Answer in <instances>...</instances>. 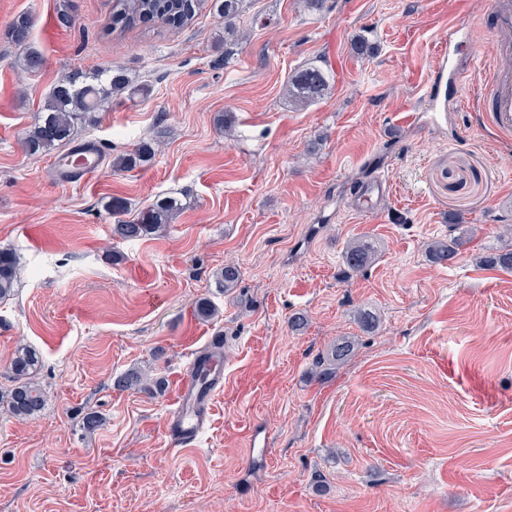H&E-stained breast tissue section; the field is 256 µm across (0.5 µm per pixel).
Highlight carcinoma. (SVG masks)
I'll return each instance as SVG.
<instances>
[{
  "label": "carcinoma",
  "mask_w": 512,
  "mask_h": 512,
  "mask_svg": "<svg viewBox=\"0 0 512 512\" xmlns=\"http://www.w3.org/2000/svg\"><path fill=\"white\" fill-rule=\"evenodd\" d=\"M243 0H116V12L112 24L124 28L140 21L157 19L172 28L190 24L196 13L205 5L211 6L224 19V40L239 41L244 31L236 25ZM31 19L19 16L10 27L12 42L22 49L21 66L35 71L43 64L42 55L30 47ZM328 86L324 69L311 64L288 78L285 86L288 100L296 107H308L320 98ZM145 87L136 84L122 68L103 67L93 72H74L59 79L49 90L41 115L22 140L23 147L31 155L63 149L72 143L75 125L90 113L102 110L112 98L125 93L143 94ZM164 133L142 139L113 160V167L129 171L144 166L156 154ZM104 208L112 217V238L118 242H133L157 235L170 226L182 213L184 203L181 194L170 191L157 196L153 202L134 216H129L128 202L112 197ZM465 244L463 237L436 239L425 247L427 260L436 265H447L460 254ZM378 258V249L365 238L350 240L343 254V263L350 274L366 271ZM475 264L512 270V250L477 255ZM20 278V265L16 254L0 249V301L14 294ZM223 289L235 287L240 280V270L234 264H226L217 275ZM356 340L343 338L334 344L326 356L317 362L321 373L327 374L346 361L354 351ZM40 363L38 352L25 343H18L10 363L13 387L0 393V404L17 419L36 416L45 406V393L33 377ZM163 381L153 378L138 366H132L117 375L112 382L117 390H137L153 393L162 388Z\"/></svg>",
  "instance_id": "cac0c4a2"
}]
</instances>
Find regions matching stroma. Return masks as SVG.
Returning <instances> with one entry per match:
<instances>
[{
  "instance_id": "35a3bbf8",
  "label": "stroma",
  "mask_w": 512,
  "mask_h": 512,
  "mask_svg": "<svg viewBox=\"0 0 512 512\" xmlns=\"http://www.w3.org/2000/svg\"><path fill=\"white\" fill-rule=\"evenodd\" d=\"M114 5L0 0V248L21 266L0 303V388L23 341L41 355L46 395L30 419L0 407V512H512V273L470 259L512 248L500 233L512 224V136L483 96L489 0H327L318 14L302 0H243L248 38L230 45L209 9L182 29L116 30ZM454 13L464 32L452 37ZM22 14L44 59L32 73L9 35ZM357 35L373 55L353 53ZM445 51L467 97L434 112L426 95ZM311 63L329 86L299 110L283 86ZM103 66L149 93L79 125L100 171L60 181L55 153L28 154L24 133L62 76ZM159 130L152 162L113 170ZM378 175L391 199L356 211ZM171 190L186 207L166 234L112 241L106 198L137 210ZM467 227L476 235L455 263L426 259L425 242ZM362 235L379 257L350 277L342 251ZM228 261L241 278L223 292L214 275ZM203 297L218 318H195ZM347 336L352 357L318 375ZM216 342L224 385L211 419L173 448L179 380ZM134 365L163 390H115ZM92 411L105 424L90 434Z\"/></svg>"
}]
</instances>
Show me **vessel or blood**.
Wrapping results in <instances>:
<instances>
[{
  "label": "vessel or blood",
  "instance_id": "b4317fda",
  "mask_svg": "<svg viewBox=\"0 0 512 512\" xmlns=\"http://www.w3.org/2000/svg\"><path fill=\"white\" fill-rule=\"evenodd\" d=\"M490 15L494 36H512V0H491ZM488 93L491 98L490 119L504 134L512 133V71L492 69L489 73ZM101 164L98 148H80L75 159H59L56 165L61 180H85L95 175ZM391 195V188L383 178L368 183L361 198L366 211L377 210ZM198 361H191L179 386L178 402L168 419V438L172 447L192 446L210 418L213 392H201L195 380Z\"/></svg>",
  "mask_w": 512,
  "mask_h": 512
}]
</instances>
